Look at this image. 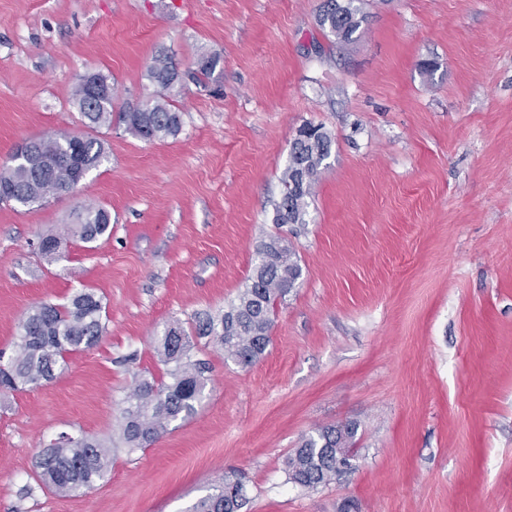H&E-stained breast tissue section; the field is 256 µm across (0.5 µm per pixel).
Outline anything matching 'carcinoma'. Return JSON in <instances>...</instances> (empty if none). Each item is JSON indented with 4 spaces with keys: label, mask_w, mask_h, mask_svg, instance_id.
Wrapping results in <instances>:
<instances>
[{
    "label": "carcinoma",
    "mask_w": 512,
    "mask_h": 512,
    "mask_svg": "<svg viewBox=\"0 0 512 512\" xmlns=\"http://www.w3.org/2000/svg\"><path fill=\"white\" fill-rule=\"evenodd\" d=\"M358 0H320L317 19L336 40L350 43L359 33L365 15ZM221 57L203 55L198 70L204 79L214 75ZM173 57L161 53L153 58L148 79L153 93L141 103L119 113V120L132 134L146 141L175 137L182 127L181 112L169 101L177 85ZM102 91L91 92L90 83ZM114 91L110 76L97 71L81 78L72 92V102L93 129L112 124ZM40 150L28 157L13 156L0 165V193L9 202L27 207L70 192L74 164L93 171L107 160L104 141L62 131L37 138ZM332 137L323 127L301 126L293 139L288 164L281 177L282 193L273 224L306 223L307 199L319 168L330 156ZM87 219L75 212L64 232L48 230L39 235L41 254L50 261L65 257L71 238L94 242L111 233L112 215L100 206L84 208ZM302 266L296 249L279 235H269L256 247V262L246 287L222 312L205 311L194 316L190 329L173 322L157 340V354L166 367L161 378L139 375L122 403L121 439L127 450L146 448L169 431L172 423L196 413L206 388L208 363L195 358L193 338H209L222 350L224 359L242 366L258 362L271 341L278 304L299 284ZM105 306L90 290L75 293L69 302H41L32 307L18 325V341L9 357L0 353V391L37 388L64 369L67 356L98 344L106 327ZM357 427L350 423L320 426L305 436L284 461L289 482L314 490L330 484L344 473L340 464L354 451ZM110 450L101 440L82 433L71 434L43 449L37 459L39 483L63 495L87 493L104 478ZM242 476L224 475L213 491L199 498L187 512H242L247 505Z\"/></svg>",
    "instance_id": "carcinoma-1"
}]
</instances>
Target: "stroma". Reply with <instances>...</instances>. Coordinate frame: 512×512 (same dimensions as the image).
Masks as SVG:
<instances>
[{"instance_id": "stroma-1", "label": "stroma", "mask_w": 512, "mask_h": 512, "mask_svg": "<svg viewBox=\"0 0 512 512\" xmlns=\"http://www.w3.org/2000/svg\"><path fill=\"white\" fill-rule=\"evenodd\" d=\"M320 0H0V163L20 142L84 132L79 78L110 75L114 112L181 75L176 137L94 129L108 160L75 193L0 204V351L23 315L84 289L106 330L42 386L0 395V512H186L225 473L243 512H512V0H363L364 32L322 30ZM221 55L200 83L198 59ZM435 62L425 72L423 62ZM333 137L306 221L283 229L303 269L264 357L199 341L196 414L112 451L86 494L40 489L59 432L117 438L134 375L162 376L166 324L224 309L273 232L297 129ZM112 232L47 262L39 233L77 205ZM358 426L354 470L308 490L284 460L305 434Z\"/></svg>"}]
</instances>
